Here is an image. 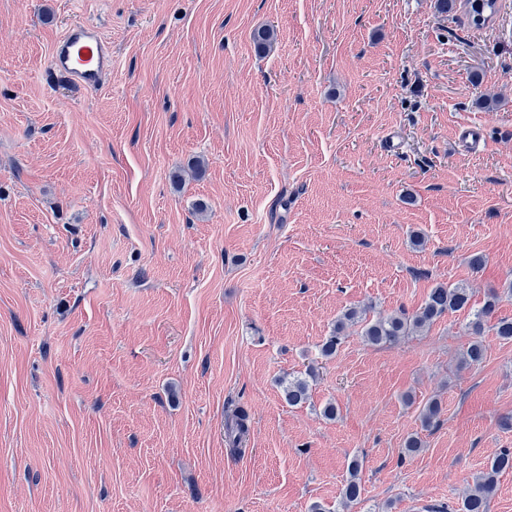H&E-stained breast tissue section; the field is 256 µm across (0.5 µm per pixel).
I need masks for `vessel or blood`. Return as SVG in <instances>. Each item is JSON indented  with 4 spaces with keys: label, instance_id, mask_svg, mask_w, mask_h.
Returning <instances> with one entry per match:
<instances>
[{
    "label": "vessel or blood",
    "instance_id": "b4317fda",
    "mask_svg": "<svg viewBox=\"0 0 512 512\" xmlns=\"http://www.w3.org/2000/svg\"><path fill=\"white\" fill-rule=\"evenodd\" d=\"M49 68L66 83L94 92L112 70V48L95 25L76 22L53 43Z\"/></svg>",
    "mask_w": 512,
    "mask_h": 512
}]
</instances>
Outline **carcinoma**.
I'll return each instance as SVG.
<instances>
[{
    "label": "carcinoma",
    "instance_id": "1",
    "mask_svg": "<svg viewBox=\"0 0 512 512\" xmlns=\"http://www.w3.org/2000/svg\"><path fill=\"white\" fill-rule=\"evenodd\" d=\"M464 6L471 23L475 17L492 16L497 13V0H464ZM470 291L463 285L439 283L431 289L427 300L415 312L399 311L387 315L366 318V311L350 308L342 313L336 326L321 346L323 356H334L342 344V332L346 324L357 320L364 321L363 336L366 341L379 346L396 342L406 336H413L428 329L435 321L445 315L469 309ZM499 296L492 292L487 295L481 307L470 309V319L466 324L473 340L462 351L460 364L466 368H476L485 359V345L481 339L485 323L491 318L498 306ZM316 377L314 368H309L304 377H289L280 380L285 399L291 405L303 403L308 398L309 380ZM250 416L241 408H235L225 422L228 446L233 453L242 451L250 432ZM512 469V449H504L490 464L486 472L476 478L473 486L461 500L458 512H488L489 501L497 484V476ZM360 463L354 459L349 468V478L343 488V497L352 502L360 495Z\"/></svg>",
    "mask_w": 512,
    "mask_h": 512
}]
</instances>
